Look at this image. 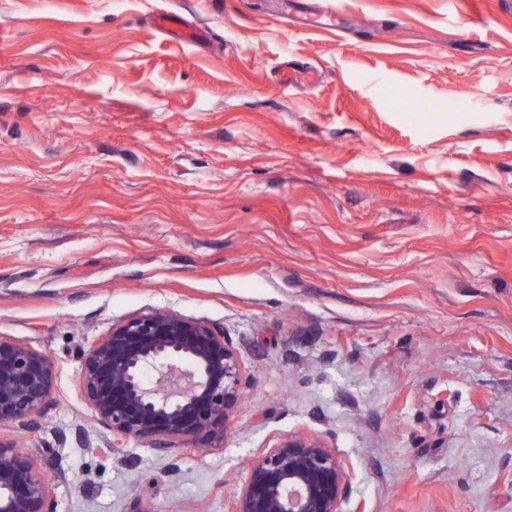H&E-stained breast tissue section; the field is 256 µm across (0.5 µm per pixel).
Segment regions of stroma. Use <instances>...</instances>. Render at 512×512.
<instances>
[{
	"instance_id": "obj_1",
	"label": "stroma",
	"mask_w": 512,
	"mask_h": 512,
	"mask_svg": "<svg viewBox=\"0 0 512 512\" xmlns=\"http://www.w3.org/2000/svg\"><path fill=\"white\" fill-rule=\"evenodd\" d=\"M339 6L0 0V336L59 363L0 441L54 449L56 512H225L288 434L335 453L341 512H512V5ZM152 309L250 386L216 447L109 455L81 354ZM153 22L162 31L195 46L201 45L208 39V32L205 28L188 23L181 13L175 11L157 13L153 17ZM320 72L312 66L293 67L285 66L280 75V82L285 86H292L300 82L313 83L318 80Z\"/></svg>"
}]
</instances>
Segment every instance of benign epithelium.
I'll return each instance as SVG.
<instances>
[{
  "label": "benign epithelium",
  "instance_id": "1",
  "mask_svg": "<svg viewBox=\"0 0 512 512\" xmlns=\"http://www.w3.org/2000/svg\"><path fill=\"white\" fill-rule=\"evenodd\" d=\"M81 396L112 434V453L134 440L160 448L175 440L224 438L247 387L224 333L169 310L134 314L82 356ZM57 361L0 338V425L29 424L52 400ZM229 512H341L347 473L319 439L287 436L252 460ZM58 473L0 441V512H55Z\"/></svg>",
  "mask_w": 512,
  "mask_h": 512
}]
</instances>
